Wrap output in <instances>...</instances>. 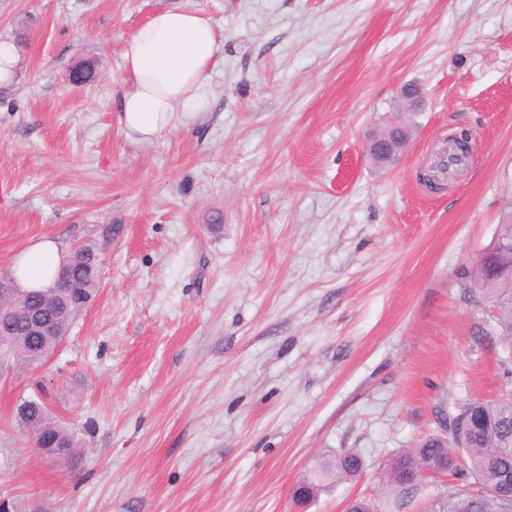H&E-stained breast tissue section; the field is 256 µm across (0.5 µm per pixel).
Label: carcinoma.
<instances>
[{"instance_id":"cac0c4a2","label":"carcinoma","mask_w":512,"mask_h":512,"mask_svg":"<svg viewBox=\"0 0 512 512\" xmlns=\"http://www.w3.org/2000/svg\"><path fill=\"white\" fill-rule=\"evenodd\" d=\"M100 254L93 245L80 247L73 254L72 280L80 289L94 295L100 285V268L85 267L87 255ZM488 271L480 267L472 274V281L482 297L490 299L497 308L496 333L501 342L512 344V303L503 297L504 288H487ZM18 341L0 346V358L18 366L36 367L34 353L47 347L39 336L27 333L25 325L17 327ZM28 423L25 431L34 444L47 437L58 439L63 447L75 455L79 440L75 433L57 422L45 402L34 397L25 401ZM448 438L436 436L427 439L411 451L400 452L386 464L384 480L396 496V507L414 498L418 488L408 484L409 474L417 461L429 456L448 469L455 478L476 486V490L461 494L458 489L430 506V512H504L512 504V486L509 496L499 498L490 491L501 486L504 475H512V390H505L496 398L471 399L454 414L448 415ZM365 469L360 454L347 450L321 459L306 478L308 490L318 495L323 489L341 481L357 479Z\"/></svg>"}]
</instances>
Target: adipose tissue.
<instances>
[{
    "label": "adipose tissue",
    "instance_id": "adipose-tissue-1",
    "mask_svg": "<svg viewBox=\"0 0 512 512\" xmlns=\"http://www.w3.org/2000/svg\"><path fill=\"white\" fill-rule=\"evenodd\" d=\"M217 49L215 29L191 10L158 11L138 28L122 52L131 84L121 101L120 124L126 134L146 142L170 128L205 85ZM61 262L58 243L42 238L16 255L12 273L21 288L45 289Z\"/></svg>",
    "mask_w": 512,
    "mask_h": 512
}]
</instances>
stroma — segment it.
Returning a JSON list of instances; mask_svg holds the SVG:
<instances>
[{
    "mask_svg": "<svg viewBox=\"0 0 512 512\" xmlns=\"http://www.w3.org/2000/svg\"><path fill=\"white\" fill-rule=\"evenodd\" d=\"M175 6L219 49L143 143L118 121L123 46ZM0 41L19 54L0 87V275L43 237L103 255L62 348L0 377L16 512H344L389 498L386 463L441 413L507 389L466 274L512 200V0H0ZM395 124L409 140L383 169L365 145ZM460 128L472 152L432 191L418 174ZM40 381L72 463L13 421ZM347 449L363 474L296 504Z\"/></svg>",
    "mask_w": 512,
    "mask_h": 512,
    "instance_id": "1",
    "label": "stroma"
}]
</instances>
